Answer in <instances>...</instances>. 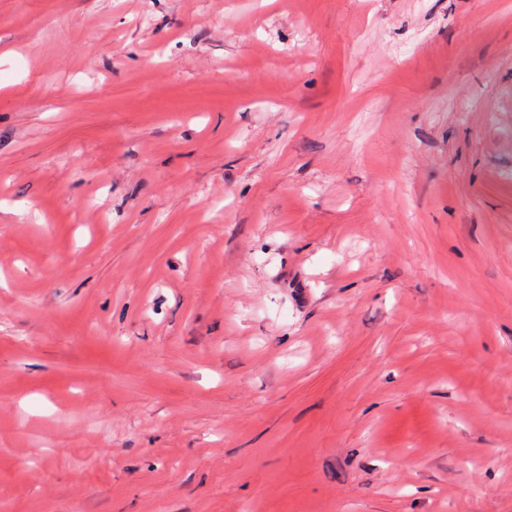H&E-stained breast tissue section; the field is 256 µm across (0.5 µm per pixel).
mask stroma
Returning a JSON list of instances; mask_svg holds the SVG:
<instances>
[{"mask_svg":"<svg viewBox=\"0 0 512 512\" xmlns=\"http://www.w3.org/2000/svg\"><path fill=\"white\" fill-rule=\"evenodd\" d=\"M0 512H512V0H0Z\"/></svg>","mask_w":512,"mask_h":512,"instance_id":"1","label":"stroma"}]
</instances>
